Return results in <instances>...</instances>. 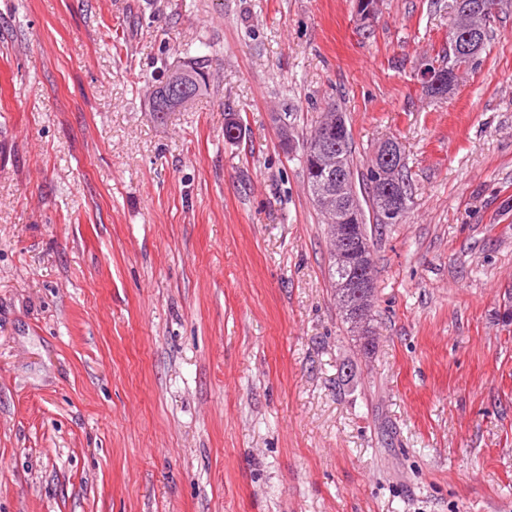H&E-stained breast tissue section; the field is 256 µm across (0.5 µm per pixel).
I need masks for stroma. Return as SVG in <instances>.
I'll list each match as a JSON object with an SVG mask.
<instances>
[{"label":"stroma","instance_id":"35a3bbf8","mask_svg":"<svg viewBox=\"0 0 512 512\" xmlns=\"http://www.w3.org/2000/svg\"><path fill=\"white\" fill-rule=\"evenodd\" d=\"M450 2L0 0V512H512V4L433 100ZM330 103L412 185L368 354L281 144ZM493 37L491 27L484 32V47L476 36L468 39L467 43L457 41V36L454 30H448V42L444 45L442 50L437 53L426 57L419 70H418V85L423 92H427L429 98L433 99H446L448 90L454 86V74L458 73V69L454 68L453 72L448 67H445L441 62L442 57L448 54V59L454 51H461L468 53L471 58H475L484 51L487 44ZM470 39V40H469ZM181 66L190 78L196 80V82H192L194 99L207 91V76L204 70L206 66L203 60L198 57H190L185 59ZM183 68L179 66L172 68L164 79V83L157 90L162 89L165 96L174 101H181L185 106L190 102V91L183 81Z\"/></svg>","mask_w":512,"mask_h":512}]
</instances>
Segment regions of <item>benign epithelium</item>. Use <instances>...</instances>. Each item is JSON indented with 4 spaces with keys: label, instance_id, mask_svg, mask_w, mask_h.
<instances>
[{
    "label": "benign epithelium",
    "instance_id": "1",
    "mask_svg": "<svg viewBox=\"0 0 512 512\" xmlns=\"http://www.w3.org/2000/svg\"><path fill=\"white\" fill-rule=\"evenodd\" d=\"M377 13L376 8L367 4V0H355L354 17L358 26L362 29L374 26ZM483 50L482 43L477 37H472L468 42L457 41L455 31H448V42L443 49L426 57L418 70V85L421 91L433 99H445L448 90L454 86V74L458 69L445 67L441 59L444 55L461 51L475 58ZM165 96L189 103L190 91L183 81V68H172L164 83L160 86ZM346 130L345 119L340 112L329 111L325 123V132L336 134V139H341ZM381 155V165L374 169L373 183L387 184L394 180V172L397 170V152L395 143L384 141L376 149ZM306 154L317 162V168L328 172L336 168V153L334 148L325 140L320 139L306 148ZM349 194V186L344 182L336 183V192L317 194L316 204L323 212H330L334 226L332 228V254L336 265L343 272V278L338 284L336 303L349 321L350 328L358 336L368 335L369 321L372 308L370 300L374 296L373 288L376 287L375 278L370 265V248L364 237L355 234L354 225L346 223V218L336 217V199Z\"/></svg>",
    "mask_w": 512,
    "mask_h": 512
}]
</instances>
